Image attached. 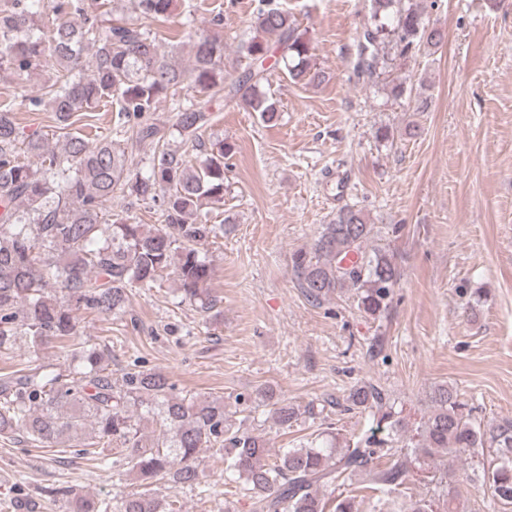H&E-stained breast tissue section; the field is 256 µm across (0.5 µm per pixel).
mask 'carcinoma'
<instances>
[{
    "instance_id": "obj_1",
    "label": "carcinoma",
    "mask_w": 512,
    "mask_h": 512,
    "mask_svg": "<svg viewBox=\"0 0 512 512\" xmlns=\"http://www.w3.org/2000/svg\"><path fill=\"white\" fill-rule=\"evenodd\" d=\"M372 2L371 23L358 44L357 77L379 76L385 48L407 58L442 45L444 32L430 25L416 0ZM173 5L135 0L144 20L169 17ZM253 29L239 45L250 65L229 93L274 125L279 109L264 90L270 58L279 56L294 82L319 85L326 75L313 63L307 31L272 0L258 9ZM49 58L55 64L51 81L41 93L22 96L21 105L54 112L64 131L62 154L20 136L15 108L0 107V351L23 336L34 347L73 338L75 311L117 316L132 289L153 288L168 271L179 281L182 300L211 310L212 269L200 247L224 235V225L209 223L208 215L224 205V158L232 146L217 141L193 161L171 148L149 116L159 101H169L181 141L201 143L211 123L210 103L224 94V36L197 35L185 70L161 55L156 37L136 20L105 21L77 0H0V73L22 82ZM186 83L200 100L181 99ZM102 104L116 112L115 131L123 141L149 145L141 170L131 171L126 148L112 136L71 131ZM116 192L159 203L162 223L139 224L119 214L107 219L105 203ZM377 235L361 210L340 208L311 248L292 254L305 297L319 303L352 288L366 314L385 312L400 273L393 255L375 245ZM79 349L84 366L67 374L35 372L0 382V436L22 430L35 442L63 446L80 441L90 422L92 442L77 455L103 467L126 465L140 480L173 489L199 484V449L217 448L224 452L225 484L243 486L252 512H355L352 499L331 501L322 490L361 474L371 476L378 504L389 507L419 458L490 448L494 457L482 467L483 479L498 501L512 504V421L475 423L448 386L434 389L420 439L409 448L376 436L398 434L401 421L382 390L363 384L349 390L346 402L350 410L372 413L370 435L339 448L336 435L319 434L274 455L263 437L230 419L223 402L176 397L159 372L133 369L116 384L98 344L82 342ZM254 403L272 406L282 428L300 416L270 387L258 391ZM131 406L140 414H131ZM150 416L160 421L161 433L146 444L141 421ZM114 443L121 450L108 459L104 450ZM382 458L387 463L380 467ZM63 496L67 512L181 509L176 499L146 492H123L113 503L69 490ZM461 498L455 471L448 469L435 479L432 494L410 502L405 512H459Z\"/></svg>"
}]
</instances>
